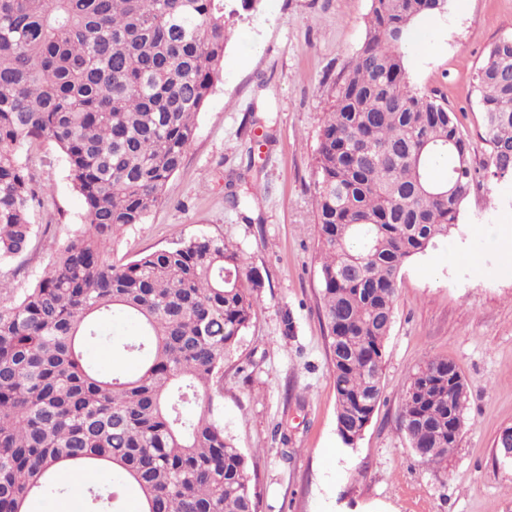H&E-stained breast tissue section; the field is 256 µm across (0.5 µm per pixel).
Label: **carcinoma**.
Returning a JSON list of instances; mask_svg holds the SVG:
<instances>
[{
	"instance_id": "carcinoma-1",
	"label": "carcinoma",
	"mask_w": 512,
	"mask_h": 512,
	"mask_svg": "<svg viewBox=\"0 0 512 512\" xmlns=\"http://www.w3.org/2000/svg\"><path fill=\"white\" fill-rule=\"evenodd\" d=\"M262 0H0V512L65 490L78 470L134 488L139 512H257L246 455L213 396L224 358L255 314L260 272L223 239L181 237L121 265L112 238L140 224L180 169L224 58L229 24ZM447 0H371L317 149L318 276L343 444L381 398L385 342L406 261L448 236L483 179L512 178V37L476 74L491 148L470 159L457 116L410 82L413 26ZM60 150L85 225L16 295L11 264L36 239L38 201L19 149ZM443 165L436 179L432 168ZM116 315L137 326L119 353L134 374L104 373L83 349ZM468 403L456 365L424 361L403 392L399 428L427 464L448 461ZM196 408L194 417L186 410Z\"/></svg>"
}]
</instances>
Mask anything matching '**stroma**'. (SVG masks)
Returning a JSON list of instances; mask_svg holds the SVG:
<instances>
[{"mask_svg":"<svg viewBox=\"0 0 512 512\" xmlns=\"http://www.w3.org/2000/svg\"><path fill=\"white\" fill-rule=\"evenodd\" d=\"M370 0H262L242 15L224 50L191 148L144 223L124 227L112 261L210 235L237 246L264 288L248 329L224 360L214 413L247 455L258 512H512V464L496 452L512 427V267L490 230L512 228V179L475 191L448 238L401 269L385 343L383 391L355 447L336 431V389L318 280L313 218L315 154L335 82L364 41ZM426 40L405 50L411 82L445 99L470 143L489 161L476 73L497 40L512 36V0H448L420 23ZM43 187L31 212L38 235L11 281L26 288L84 223V205L56 146H23ZM242 193L231 208L229 192ZM481 257V270L460 259ZM291 312L295 338L282 334ZM86 360L134 372L116 339L135 335L121 318L101 324ZM430 357L459 369L465 424L447 463L426 465L398 428L403 389Z\"/></svg>","mask_w":512,"mask_h":512,"instance_id":"stroma-1","label":"stroma"}]
</instances>
